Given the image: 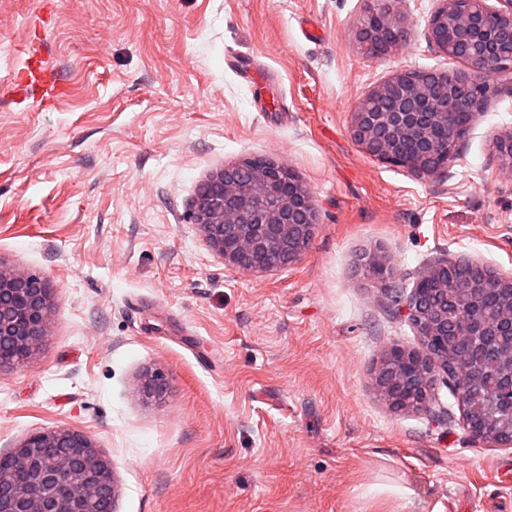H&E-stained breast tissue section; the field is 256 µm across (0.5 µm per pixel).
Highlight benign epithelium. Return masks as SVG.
<instances>
[{
    "mask_svg": "<svg viewBox=\"0 0 512 512\" xmlns=\"http://www.w3.org/2000/svg\"><path fill=\"white\" fill-rule=\"evenodd\" d=\"M476 4L465 21L473 31L463 82L474 85L482 76L502 71L500 57L489 52L486 21L497 22L494 38L512 47V0H485ZM455 0H439L425 31L430 47L454 56L457 52L448 21ZM356 38L365 49L386 55L392 45L380 43L375 26L361 23ZM444 73L410 69L394 71L371 90L351 113L350 133L365 151L379 159L432 176L448 167L452 155L440 144L456 143L482 111V101L465 99L469 120L459 122L432 99V81ZM496 156L512 168V132L496 139ZM249 169L259 193L244 186L241 172ZM193 223L224 264L245 270H270L298 260L309 248L317 226L310 190L287 166L265 159L259 164L243 161L224 167L200 185L194 199ZM445 281L450 288H471L475 281H489L512 294V278L503 277L473 262L442 260L427 267L401 310L412 324L420 325L433 339L435 349L448 352V313L428 303L431 285ZM50 288L47 280L24 270L0 267V368L26 362L48 335ZM500 331L512 335V308L492 325L472 315L461 317L454 335L470 345L480 360H490L496 348L490 336ZM437 363L425 348L397 349L379 366L376 384L387 393L392 409L411 406L408 398L426 406L433 390ZM140 391L150 401L168 392V382L158 373L143 376ZM115 488L112 461L86 433L55 428L29 434L0 461V512H114Z\"/></svg>",
    "mask_w": 512,
    "mask_h": 512,
    "instance_id": "1",
    "label": "benign epithelium"
}]
</instances>
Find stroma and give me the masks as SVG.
Returning <instances> with one entry per match:
<instances>
[{
	"label": "stroma",
	"mask_w": 512,
	"mask_h": 512,
	"mask_svg": "<svg viewBox=\"0 0 512 512\" xmlns=\"http://www.w3.org/2000/svg\"><path fill=\"white\" fill-rule=\"evenodd\" d=\"M436 0H0V265L43 275L49 332L0 370V454L56 427L114 467L116 512H512V447L475 440L445 374L393 410L381 358L418 338L393 301L468 259L512 277V73L448 169L420 177L351 137L393 71L464 70L425 39ZM390 8L404 36L363 52ZM67 87L13 82L28 45ZM262 74L244 81L232 64ZM290 166L318 225L297 262L225 266L191 213L216 169ZM376 250L395 289L358 271ZM162 372L164 399L145 400ZM356 38L364 49H374L376 55L388 54L393 46L391 44L381 45V35L375 26L361 23L356 30ZM140 391L146 400L159 401L168 392V382L159 373H147L142 378Z\"/></svg>",
	"instance_id": "35a3bbf8"
}]
</instances>
